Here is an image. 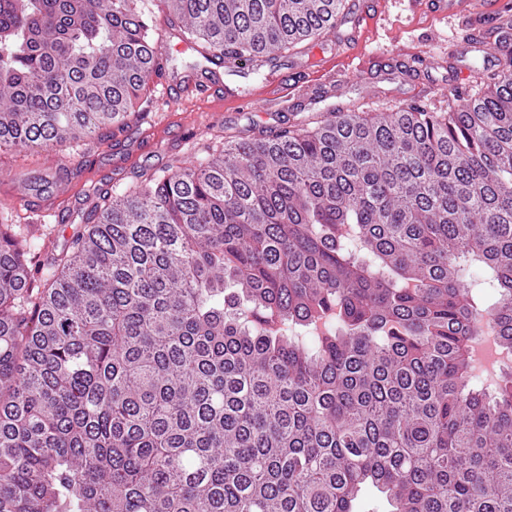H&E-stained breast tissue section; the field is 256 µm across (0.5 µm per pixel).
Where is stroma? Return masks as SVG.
<instances>
[{"instance_id":"obj_1","label":"stroma","mask_w":512,"mask_h":512,"mask_svg":"<svg viewBox=\"0 0 512 512\" xmlns=\"http://www.w3.org/2000/svg\"><path fill=\"white\" fill-rule=\"evenodd\" d=\"M382 2V16L357 46L355 60L342 64L331 76L338 97L323 96L298 74L301 65L312 63L318 51L330 47L326 37L298 54L287 52L236 71L223 69L224 90L234 96L233 105L192 94L171 98L153 83L145 92L149 106L140 116L78 147L66 161L34 147L0 152V200L19 198L24 203L23 209L0 216V222L31 225L44 244H61L84 225L99 194L136 183L144 171L195 165L209 149L221 146L226 136L289 126L339 105L352 111L394 112L411 101L417 83L429 87L431 108L447 111L448 80L439 66L441 57L473 16L485 10L488 0H466L461 14L447 18L413 6L412 0ZM151 21L162 50V70L180 80L200 78L206 59L179 38L169 37L164 15L154 14ZM405 50L418 52L429 64L411 80L397 73L359 69L371 56L390 59ZM283 82L288 85L286 94L264 102L251 100L253 88ZM19 172L25 173L26 182L16 180Z\"/></svg>"}]
</instances>
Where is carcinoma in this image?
<instances>
[{"mask_svg": "<svg viewBox=\"0 0 512 512\" xmlns=\"http://www.w3.org/2000/svg\"><path fill=\"white\" fill-rule=\"evenodd\" d=\"M344 0H0V150L126 124L147 15L210 59ZM224 141L99 197L40 259L0 224V512H512V49L463 104ZM474 344L476 347L473 359L477 369L492 372L494 363L503 362L508 359L506 352L499 351L496 337L491 329L487 327H484L483 337L477 339Z\"/></svg>", "mask_w": 512, "mask_h": 512, "instance_id": "carcinoma-1", "label": "carcinoma"}]
</instances>
